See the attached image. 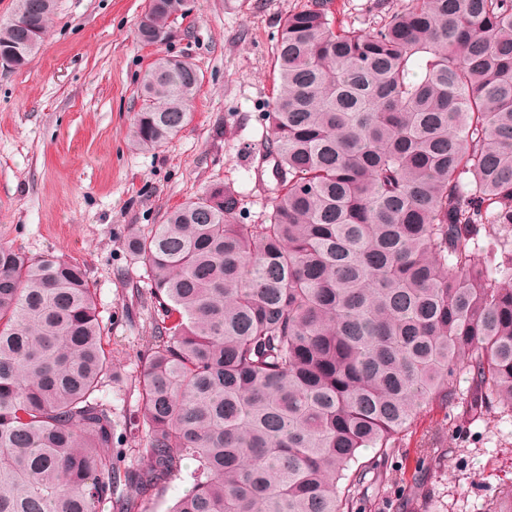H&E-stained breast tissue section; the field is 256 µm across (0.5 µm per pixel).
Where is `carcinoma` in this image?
<instances>
[{
  "label": "carcinoma",
  "mask_w": 512,
  "mask_h": 512,
  "mask_svg": "<svg viewBox=\"0 0 512 512\" xmlns=\"http://www.w3.org/2000/svg\"><path fill=\"white\" fill-rule=\"evenodd\" d=\"M53 9L17 0L0 54ZM190 12L149 0L137 37ZM274 68L264 219L215 185L126 239L152 304L134 418L99 396L119 374L85 270L0 243V512H134L177 478L167 512H352L360 449L424 407L512 416V0H402L368 31L310 0ZM200 85L157 53L132 145L183 131ZM119 430L145 465L103 453Z\"/></svg>",
  "instance_id": "cac0c4a2"
}]
</instances>
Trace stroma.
Instances as JSON below:
<instances>
[{
    "mask_svg": "<svg viewBox=\"0 0 512 512\" xmlns=\"http://www.w3.org/2000/svg\"><path fill=\"white\" fill-rule=\"evenodd\" d=\"M400 0H333L337 23L372 29ZM148 0H56L40 50L0 67V242L82 265L96 294L120 380L101 397L113 413L139 407V353L152 332L144 271L124 242L136 229L221 183L258 223L271 166L273 54L284 19L307 0H193L168 53L202 77L192 123L163 147L134 149L140 78L156 49L136 37ZM363 449L355 512H512V417L470 420L432 406L385 462Z\"/></svg>",
    "mask_w": 512,
    "mask_h": 512,
    "instance_id": "stroma-1",
    "label": "stroma"
}]
</instances>
